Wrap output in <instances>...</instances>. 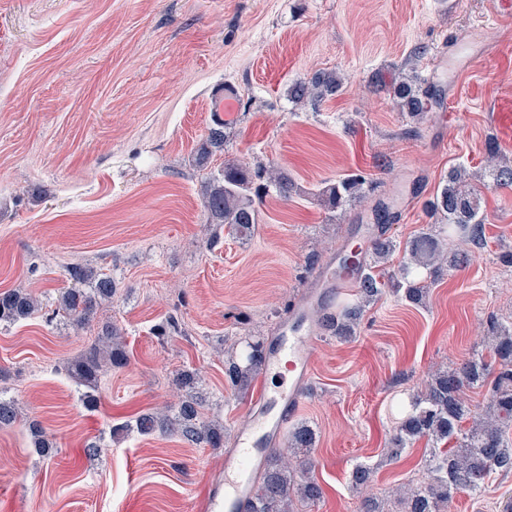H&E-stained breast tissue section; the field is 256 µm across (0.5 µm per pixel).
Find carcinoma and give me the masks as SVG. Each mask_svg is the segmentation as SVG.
<instances>
[{"mask_svg": "<svg viewBox=\"0 0 512 512\" xmlns=\"http://www.w3.org/2000/svg\"><path fill=\"white\" fill-rule=\"evenodd\" d=\"M342 88L341 80L332 71H320L309 77H300L288 85L287 95L293 103L319 107ZM389 95L400 111L420 119L430 111L431 102L440 94L433 88H424L414 70H399L388 86ZM227 143L226 125L219 121L208 132L195 154V164L205 167L209 159L224 151ZM497 146L487 147L488 167L498 188L512 187V168L495 164ZM465 171L448 172L438 185L428 207L436 221L446 226L448 237H456L465 244L481 247L485 239L486 217L480 212V200L465 188ZM366 179L351 174L329 183L319 192L325 208L331 212L355 201L365 194ZM294 181L277 169L256 168L226 161L217 174L208 178L204 186L203 208L206 223L215 226L210 244L220 239V229L227 228L236 236H246L259 218V204L269 191L284 201L292 198ZM383 211L384 219L376 221L377 234L369 250L370 262L358 282L352 300L343 303L334 314L322 321L323 330L332 336L350 338L367 304L378 300L389 288L407 302L421 304L428 294L431 280L445 267H462L470 261V251L443 250L435 235L422 232L402 245L385 238L386 225L394 219L391 202L380 199L372 212ZM403 253L399 273L383 275L379 269L395 251ZM67 286L56 298L58 313L85 327L95 319L100 306L112 300L118 292L112 275L82 264H71L64 270ZM39 310L38 301L18 290L0 293V324H12L27 319ZM118 329L102 324L94 342L70 369L78 384L88 388L83 394L86 405L96 403L92 393L100 375L126 362V352L116 341ZM490 357L474 354L448 369L432 374L425 391L414 396L410 408L400 419L392 441L389 458L396 459L413 442L424 438L430 444L423 466L426 481L412 488L397 490V503L404 512H445L453 491L480 492L492 472L512 473V442L506 434L512 428V323L491 322L484 340ZM267 345L261 340L246 342L241 353H230L224 366V375L235 391L245 394L258 376L266 356ZM202 381L195 370H183L176 378V386L184 392L177 412L158 415L146 412L112 428V431H135L149 435L159 430L176 432L194 445L224 447V424L205 418L201 408L205 397L199 389ZM488 387V403L480 409L470 403L468 388ZM18 410L11 400L0 398V427L12 425ZM34 447L42 455L52 454L54 443L43 430L32 427ZM315 433L305 424L288 432V450L296 461L277 449L267 456L265 467L256 481V491L246 512H295L294 504L310 506L323 497V489L315 477L311 452ZM373 470L367 465L356 466L351 473L352 485L358 489L367 486Z\"/></svg>", "mask_w": 512, "mask_h": 512, "instance_id": "carcinoma-1", "label": "carcinoma"}]
</instances>
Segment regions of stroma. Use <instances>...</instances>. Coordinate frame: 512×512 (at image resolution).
<instances>
[{
  "label": "stroma",
  "mask_w": 512,
  "mask_h": 512,
  "mask_svg": "<svg viewBox=\"0 0 512 512\" xmlns=\"http://www.w3.org/2000/svg\"><path fill=\"white\" fill-rule=\"evenodd\" d=\"M457 42L484 52L441 84L436 112L416 121L375 76L412 62L425 76ZM333 70L343 86L319 109L289 103L296 78ZM512 35L487 0H0V291L36 296L43 310L0 325V397L17 423L0 428V512H204L224 478V451L247 417V396L224 375V341L273 339L305 288L310 254L328 258L372 223L371 203L328 212L323 183L360 173L374 196L415 193L389 231L405 242L435 231L424 202L448 170L485 173L486 146L512 166ZM229 140L212 157L288 172L290 201L264 198L252 235L210 245L193 154L214 120ZM487 244L461 270H443L424 304L384 292L350 340L322 336L300 422L317 434L314 475L324 488L308 512L392 507L397 487L426 479L424 442L385 456L395 403L434 371L484 348L487 319L512 322V188L479 186ZM111 272L118 293L99 313L122 334L126 363L106 371L96 407L67 367L96 329L48 322L69 264ZM178 332L158 335L168 316ZM202 374L224 445L169 432L112 434L140 413L176 409L183 369ZM57 448L34 449L29 423ZM374 469L365 492L356 465ZM512 474L482 493H453L448 512H499Z\"/></svg>",
  "instance_id": "1"
}]
</instances>
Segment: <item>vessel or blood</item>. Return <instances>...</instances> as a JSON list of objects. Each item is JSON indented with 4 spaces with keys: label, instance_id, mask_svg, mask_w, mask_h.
I'll use <instances>...</instances> for the list:
<instances>
[{
    "label": "vessel or blood",
    "instance_id": "obj_1",
    "mask_svg": "<svg viewBox=\"0 0 512 512\" xmlns=\"http://www.w3.org/2000/svg\"><path fill=\"white\" fill-rule=\"evenodd\" d=\"M476 55L471 48L452 47L440 56L432 79H440L445 69L461 72ZM363 267H344L340 256H330L316 272L310 288L293 302L288 320L272 342L262 367L265 378L253 401L247 421L238 429L235 446L224 454V480L216 484L209 498V512H234L254 494L252 474L262 465L268 449L284 444L289 423L304 406L306 388L314 375V355L319 344L320 321L335 313L337 298L363 274ZM287 368L277 387L268 376Z\"/></svg>",
    "mask_w": 512,
    "mask_h": 512
}]
</instances>
